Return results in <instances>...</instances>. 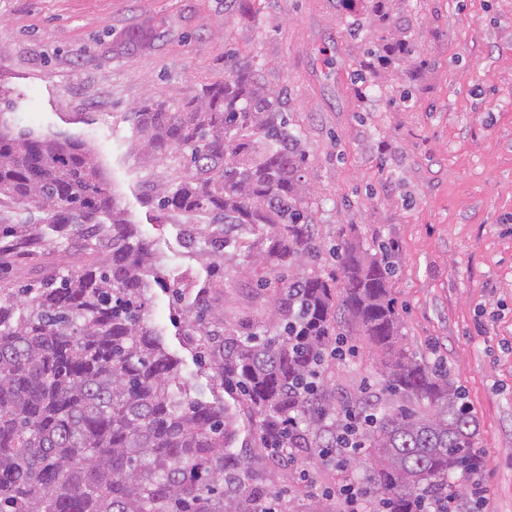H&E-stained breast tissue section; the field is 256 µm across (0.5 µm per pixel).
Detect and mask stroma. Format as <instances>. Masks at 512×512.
I'll use <instances>...</instances> for the list:
<instances>
[{"label": "stroma", "mask_w": 512, "mask_h": 512, "mask_svg": "<svg viewBox=\"0 0 512 512\" xmlns=\"http://www.w3.org/2000/svg\"><path fill=\"white\" fill-rule=\"evenodd\" d=\"M412 52L353 75L387 29L366 21L351 37L359 0H0V113L11 131L85 141L131 223L153 244L171 282L204 279L174 218L147 202L170 174L132 130L145 101L178 106L224 77L237 51L283 90L307 151L304 180L321 241L320 266L350 224L370 252H390L403 332L418 356L442 363L477 417L489 474L485 512H512V0H382ZM150 47L113 54L130 29ZM177 296L153 288L151 324L164 330L193 393L221 399L235 418L234 448L249 451L254 424L218 388L185 343ZM337 397L386 400L364 348L331 361ZM283 512H337L334 463L305 452L264 465Z\"/></svg>", "instance_id": "obj_1"}]
</instances>
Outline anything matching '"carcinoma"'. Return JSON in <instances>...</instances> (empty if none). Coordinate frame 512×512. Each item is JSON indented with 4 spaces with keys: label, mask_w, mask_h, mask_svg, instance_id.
Masks as SVG:
<instances>
[{
    "label": "carcinoma",
    "mask_w": 512,
    "mask_h": 512,
    "mask_svg": "<svg viewBox=\"0 0 512 512\" xmlns=\"http://www.w3.org/2000/svg\"><path fill=\"white\" fill-rule=\"evenodd\" d=\"M137 134L176 176L149 198L193 229L207 281L178 308L187 345L256 421L252 450L232 448L224 405L191 395L178 358L146 318L167 287L152 244L124 217L96 158L74 139L0 131V204L42 214L0 224V512H270L255 459L288 430L298 448L335 452L345 415L361 421L367 476L392 512L479 475L477 421L448 373L402 333L391 265L349 239L336 273L319 241L282 92L232 53L224 80L186 105L143 104ZM78 262L50 259L49 242ZM250 264L264 316L229 318L211 289L226 261ZM309 271L295 275L298 268ZM360 336L385 390L383 413L328 389L344 337Z\"/></svg>",
    "instance_id": "1"
}]
</instances>
